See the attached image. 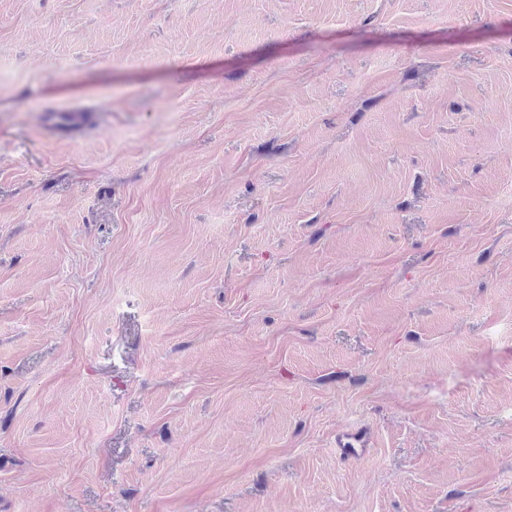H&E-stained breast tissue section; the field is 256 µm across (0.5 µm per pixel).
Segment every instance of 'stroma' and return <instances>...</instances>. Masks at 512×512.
<instances>
[{"mask_svg": "<svg viewBox=\"0 0 512 512\" xmlns=\"http://www.w3.org/2000/svg\"><path fill=\"white\" fill-rule=\"evenodd\" d=\"M0 512H512V0H0ZM83 118L79 112L53 111L44 114V123L64 137H72V131L81 125ZM373 445V429L367 424H360L338 431L333 447L339 460L352 462L366 456Z\"/></svg>", "mask_w": 512, "mask_h": 512, "instance_id": "stroma-1", "label": "stroma"}]
</instances>
